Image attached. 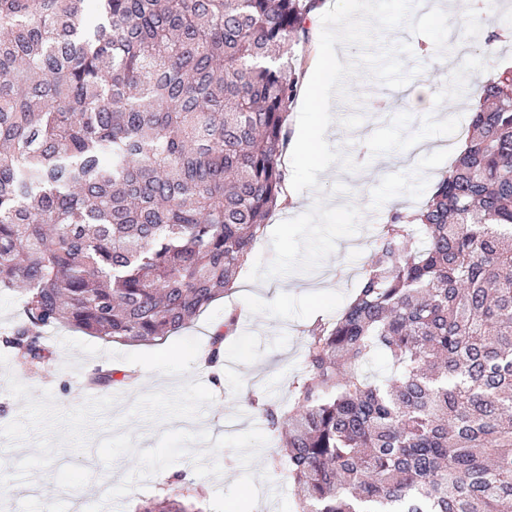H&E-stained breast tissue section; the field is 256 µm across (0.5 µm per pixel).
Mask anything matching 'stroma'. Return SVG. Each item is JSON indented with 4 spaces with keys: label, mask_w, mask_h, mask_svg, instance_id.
<instances>
[{
    "label": "stroma",
    "mask_w": 512,
    "mask_h": 512,
    "mask_svg": "<svg viewBox=\"0 0 512 512\" xmlns=\"http://www.w3.org/2000/svg\"><path fill=\"white\" fill-rule=\"evenodd\" d=\"M416 0H373L372 14L344 24L345 0H330L323 25L348 47L340 98L331 111L335 129L328 145L336 157L331 178L314 169L299 175L297 188L312 200L294 213L274 209L248 261L278 287L257 293L224 346L223 364L211 374L197 361L208 346L210 327L227 310L240 308L236 291L225 292L187 328L156 341L126 345L67 328L43 332L46 363L26 361L7 347L23 315L20 294L0 291V512H135L166 492L154 476L177 470L202 486L203 512H295V491L285 470L267 468L277 443L251 399L287 404L289 387L304 366V329L336 316L354 294L377 235L378 214L395 200L421 206L454 160L449 143L459 142L458 121L467 119L462 100L468 82L456 81L433 59L434 48L463 47L471 31L429 23ZM440 93L438 107L452 115L434 130L411 101L419 82ZM370 133L373 146L357 160L353 129ZM416 138L433 140L434 152L416 164L402 156ZM347 206L336 219L332 204ZM123 367L157 377L152 390L105 386L95 401L85 388L95 373ZM209 448L206 465L187 453ZM40 448L29 458L25 449ZM119 476L105 496H84L101 472Z\"/></svg>",
    "instance_id": "1"
}]
</instances>
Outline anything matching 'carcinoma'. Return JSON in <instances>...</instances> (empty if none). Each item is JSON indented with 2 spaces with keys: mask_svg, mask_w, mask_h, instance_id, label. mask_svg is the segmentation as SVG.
<instances>
[{
  "mask_svg": "<svg viewBox=\"0 0 512 512\" xmlns=\"http://www.w3.org/2000/svg\"><path fill=\"white\" fill-rule=\"evenodd\" d=\"M319 0H0V290L9 344L179 331L231 290L285 182L291 59ZM343 313L307 330L281 433L298 512H512V69ZM214 333L208 362L233 332ZM392 364L379 380L362 366ZM174 474L136 512H201Z\"/></svg>",
  "mask_w": 512,
  "mask_h": 512,
  "instance_id": "1",
  "label": "carcinoma"
}]
</instances>
